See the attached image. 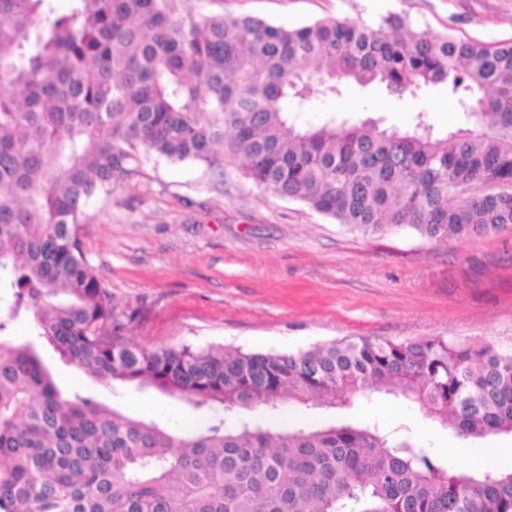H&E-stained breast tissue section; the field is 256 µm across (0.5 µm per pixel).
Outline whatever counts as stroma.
Masks as SVG:
<instances>
[{
	"mask_svg": "<svg viewBox=\"0 0 512 512\" xmlns=\"http://www.w3.org/2000/svg\"><path fill=\"white\" fill-rule=\"evenodd\" d=\"M181 9L254 15L288 28L330 15L372 22L393 12L421 30L512 40V0H181ZM310 104L313 121L333 112L405 129L421 105L435 131L461 123L457 98L443 86L417 102L346 85L337 95L313 94ZM86 214L79 234L112 294L118 331L149 349L288 351L352 336H441L512 348V226L447 241L409 231L365 236L238 173L219 181L202 164L162 159L144 162L110 199H91ZM41 353L62 389L179 432L205 420L184 399L98 381L46 344ZM393 404L402 415L382 417L380 408ZM252 416L270 426L354 422L434 450L457 440L425 408L384 393L355 397L345 412L313 399Z\"/></svg>",
	"mask_w": 512,
	"mask_h": 512,
	"instance_id": "stroma-1",
	"label": "stroma"
}]
</instances>
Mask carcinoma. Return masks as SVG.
<instances>
[{"label": "carcinoma", "mask_w": 512, "mask_h": 512, "mask_svg": "<svg viewBox=\"0 0 512 512\" xmlns=\"http://www.w3.org/2000/svg\"><path fill=\"white\" fill-rule=\"evenodd\" d=\"M0 0V512H512V469L455 472L409 438L353 424L226 415L400 393L469 440L512 436V349L359 336L296 351L144 348L112 335V296L79 235L91 198L152 155L237 166L259 189L363 235L436 241L512 225V41L326 17L298 28L178 12L177 0ZM444 85L468 126L329 115L310 87ZM31 319L68 365L211 411L175 433L55 383Z\"/></svg>", "instance_id": "cac0c4a2"}]
</instances>
